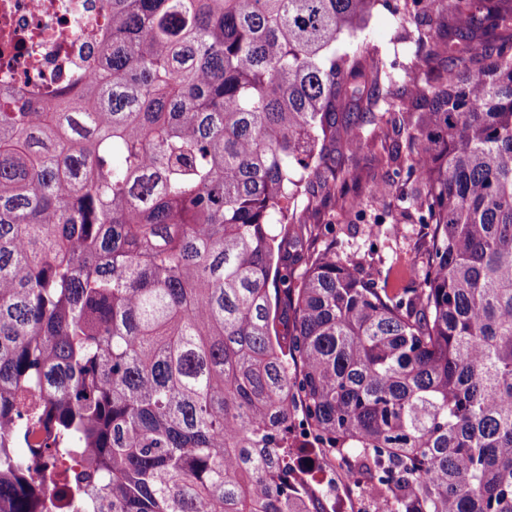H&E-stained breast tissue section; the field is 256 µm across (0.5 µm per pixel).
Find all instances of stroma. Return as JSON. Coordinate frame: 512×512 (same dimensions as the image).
Returning a JSON list of instances; mask_svg holds the SVG:
<instances>
[{"label":"stroma","instance_id":"35a3bbf8","mask_svg":"<svg viewBox=\"0 0 512 512\" xmlns=\"http://www.w3.org/2000/svg\"><path fill=\"white\" fill-rule=\"evenodd\" d=\"M361 35L394 74L413 67L421 78L437 81L446 73V58L432 55L402 17L382 5H375ZM368 138L361 149L337 156L347 173L346 193L338 199L316 193L310 200L309 221L324 241L335 242L344 260L370 277L387 275L390 289L397 292L410 287L412 270L425 263L430 236L411 202L413 182L394 173L390 156L397 135L385 127L369 132ZM355 199L363 203V217H356L350 207Z\"/></svg>","mask_w":512,"mask_h":512}]
</instances>
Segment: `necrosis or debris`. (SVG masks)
<instances>
[{
    "mask_svg": "<svg viewBox=\"0 0 512 512\" xmlns=\"http://www.w3.org/2000/svg\"><path fill=\"white\" fill-rule=\"evenodd\" d=\"M98 0H0V87L49 91L97 54Z\"/></svg>",
    "mask_w": 512,
    "mask_h": 512,
    "instance_id": "4bbe7bcc",
    "label": "necrosis or debris"
}]
</instances>
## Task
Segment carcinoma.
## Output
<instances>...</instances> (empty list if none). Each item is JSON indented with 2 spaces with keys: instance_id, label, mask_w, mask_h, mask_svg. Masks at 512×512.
Listing matches in <instances>:
<instances>
[{
  "instance_id": "cac0c4a2",
  "label": "carcinoma",
  "mask_w": 512,
  "mask_h": 512,
  "mask_svg": "<svg viewBox=\"0 0 512 512\" xmlns=\"http://www.w3.org/2000/svg\"><path fill=\"white\" fill-rule=\"evenodd\" d=\"M375 2L106 0L80 87L0 92V512H320L297 418L381 512H512V0H395L430 90L336 54ZM366 125L431 237L400 293L297 217Z\"/></svg>"
}]
</instances>
